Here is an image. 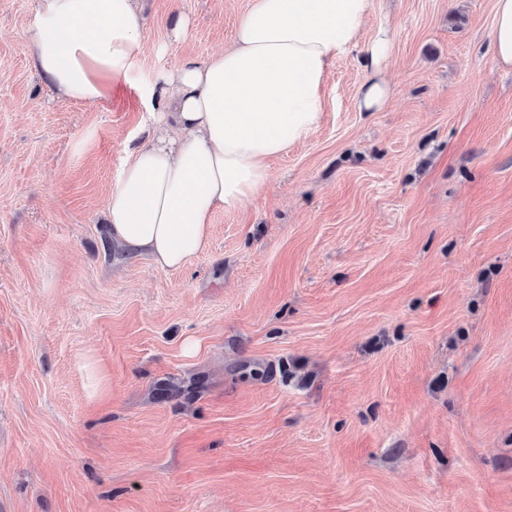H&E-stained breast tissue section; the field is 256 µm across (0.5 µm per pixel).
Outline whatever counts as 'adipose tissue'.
<instances>
[{"instance_id":"adipose-tissue-1","label":"adipose tissue","mask_w":512,"mask_h":512,"mask_svg":"<svg viewBox=\"0 0 512 512\" xmlns=\"http://www.w3.org/2000/svg\"><path fill=\"white\" fill-rule=\"evenodd\" d=\"M371 11L372 0H250L222 51L144 86L145 101L168 109L153 113L148 143L110 191L113 243L163 270L207 252L214 213L258 196L270 161L317 129L336 60L359 49L377 71L389 59L388 28L360 44ZM491 44L512 68V0H496ZM143 51L138 0H37L33 64L61 97L101 101Z\"/></svg>"}]
</instances>
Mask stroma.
Returning a JSON list of instances; mask_svg holds the SVG:
<instances>
[{
  "mask_svg": "<svg viewBox=\"0 0 512 512\" xmlns=\"http://www.w3.org/2000/svg\"><path fill=\"white\" fill-rule=\"evenodd\" d=\"M494 3L372 0L362 42L396 31L385 105L359 110L372 73L338 59L316 131L162 270L104 222L148 141L140 91L250 0H144L145 58L94 105L35 71L36 0H0V512H512Z\"/></svg>",
  "mask_w": 512,
  "mask_h": 512,
  "instance_id": "1",
  "label": "stroma"
}]
</instances>
